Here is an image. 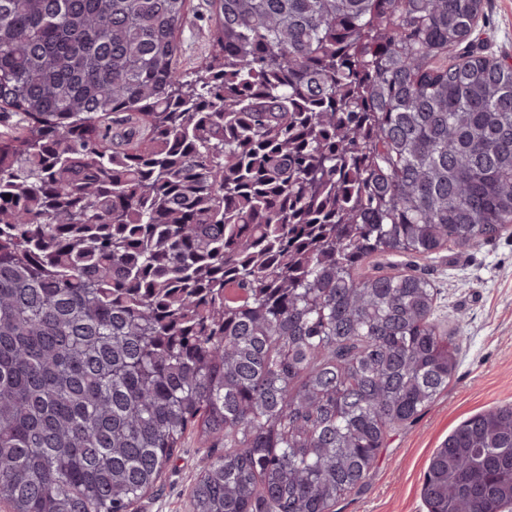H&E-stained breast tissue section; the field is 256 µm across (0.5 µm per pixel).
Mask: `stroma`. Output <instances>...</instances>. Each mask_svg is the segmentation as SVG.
Masks as SVG:
<instances>
[{"instance_id": "1", "label": "stroma", "mask_w": 512, "mask_h": 512, "mask_svg": "<svg viewBox=\"0 0 512 512\" xmlns=\"http://www.w3.org/2000/svg\"><path fill=\"white\" fill-rule=\"evenodd\" d=\"M188 5L180 40L181 66L190 71L208 54L214 26L209 0ZM477 32L488 55L512 58V0H483ZM411 264L437 288L434 319L460 345L457 368L416 422L391 432L361 485L330 512H427L422 488L432 453L463 421L512 403V231L477 249L450 245ZM212 450L223 453V443L210 447L189 436L157 490L135 512H189V489Z\"/></svg>"}]
</instances>
